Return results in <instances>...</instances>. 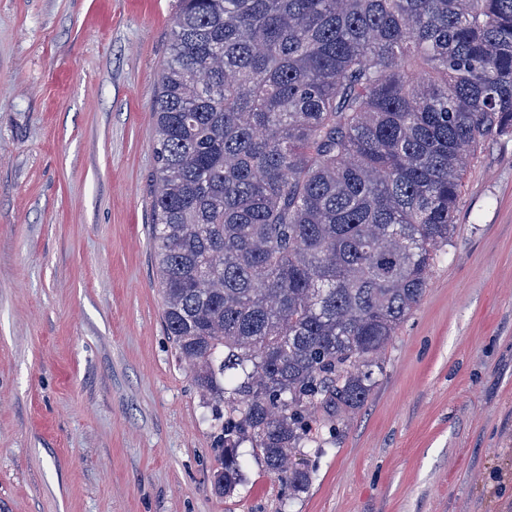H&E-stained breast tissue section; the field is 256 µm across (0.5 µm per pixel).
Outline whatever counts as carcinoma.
Returning a JSON list of instances; mask_svg holds the SVG:
<instances>
[{"label": "carcinoma", "mask_w": 512, "mask_h": 512, "mask_svg": "<svg viewBox=\"0 0 512 512\" xmlns=\"http://www.w3.org/2000/svg\"><path fill=\"white\" fill-rule=\"evenodd\" d=\"M163 320L239 449L294 490L455 230L470 156L512 135V0H182L154 101Z\"/></svg>", "instance_id": "obj_1"}]
</instances>
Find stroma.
<instances>
[{"label":"stroma","mask_w":512,"mask_h":512,"mask_svg":"<svg viewBox=\"0 0 512 512\" xmlns=\"http://www.w3.org/2000/svg\"><path fill=\"white\" fill-rule=\"evenodd\" d=\"M178 0H0V512H512V136L364 408L288 489L210 410L162 321L153 101Z\"/></svg>","instance_id":"1"}]
</instances>
